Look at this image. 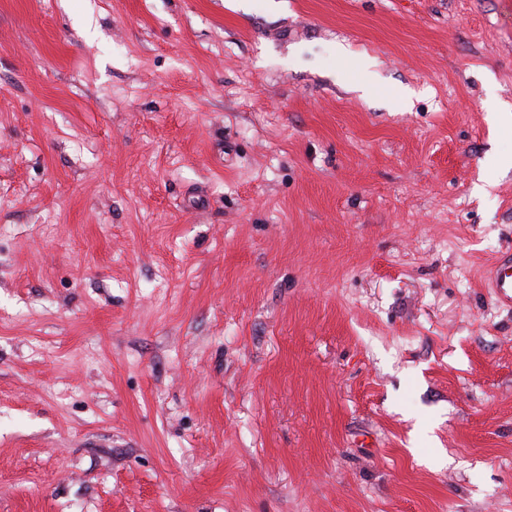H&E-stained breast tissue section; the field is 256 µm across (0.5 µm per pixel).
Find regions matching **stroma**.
I'll return each mask as SVG.
<instances>
[{
  "instance_id": "1",
  "label": "stroma",
  "mask_w": 512,
  "mask_h": 512,
  "mask_svg": "<svg viewBox=\"0 0 512 512\" xmlns=\"http://www.w3.org/2000/svg\"><path fill=\"white\" fill-rule=\"evenodd\" d=\"M512 0H0V512H512ZM489 288L496 301L506 307H512V253L507 252L492 267L488 275Z\"/></svg>"
}]
</instances>
